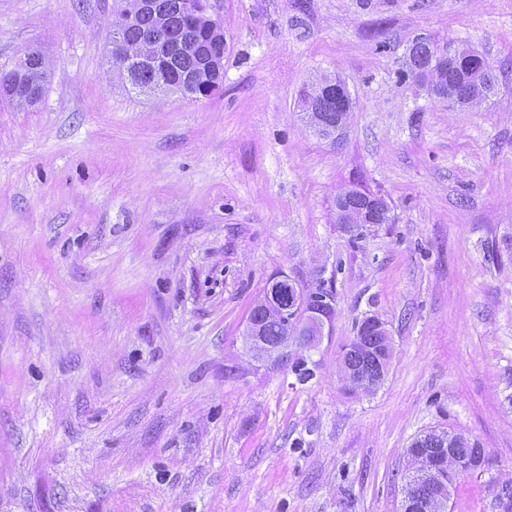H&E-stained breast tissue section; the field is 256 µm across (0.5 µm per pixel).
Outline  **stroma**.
<instances>
[{
    "label": "stroma",
    "mask_w": 512,
    "mask_h": 512,
    "mask_svg": "<svg viewBox=\"0 0 512 512\" xmlns=\"http://www.w3.org/2000/svg\"><path fill=\"white\" fill-rule=\"evenodd\" d=\"M210 98L146 96L112 69L119 0H0V69L42 51L41 100L0 98V512H400L406 450L477 440L448 512L512 484V0H209ZM484 56L496 89L451 108L402 79L418 35ZM340 77L339 146L300 94ZM360 185L391 223L350 241ZM333 278L299 382L251 359L268 282ZM379 318L383 383L345 390L341 348ZM336 208L340 209V215L336 212L337 224H364L373 221L374 224H388L391 217L388 215L389 206L384 198L377 195V198H369L353 187L347 188L336 196Z\"/></svg>",
    "instance_id": "1"
}]
</instances>
